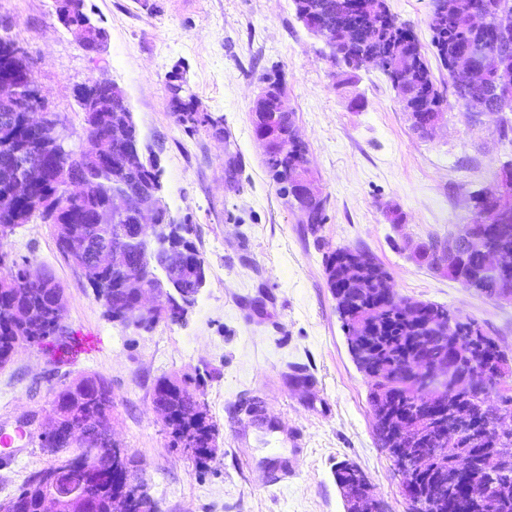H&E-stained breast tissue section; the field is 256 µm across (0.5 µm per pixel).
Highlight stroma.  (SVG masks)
<instances>
[{"label": "stroma", "mask_w": 512, "mask_h": 512, "mask_svg": "<svg viewBox=\"0 0 512 512\" xmlns=\"http://www.w3.org/2000/svg\"><path fill=\"white\" fill-rule=\"evenodd\" d=\"M87 2L108 34L96 51L57 23L54 0H0V29L28 50L70 147L83 135L75 87L104 79L124 91L142 143L159 152L171 218L195 228L207 284L185 322L145 331L107 317L59 253L53 225L22 224L0 241L8 262L50 270L65 290L70 331L99 340L59 363L49 337L0 366V431L39 415L29 444L0 464V503L54 460L39 434L54 415L55 391L96 374L112 389L111 436L138 461L137 481L160 512H345L334 477L344 461L366 473L387 512H407L401 478L375 436L368 381L348 351L326 256L365 249L388 270L398 298L476 320L512 355V303L449 280L411 253L413 243L469 223L471 194L491 188L512 162L501 113L472 117L457 102L431 44V0H387L417 37L444 100V120L426 138L381 72L363 69L341 85L293 0ZM179 61L200 111L223 117V136L176 123L166 75ZM276 71L326 201L327 220L315 232L279 195L253 134L261 79ZM356 97L364 108L352 106ZM392 206L402 223L388 220ZM164 377L196 387L215 425L207 466L172 445L153 403Z\"/></svg>", "instance_id": "obj_1"}]
</instances>
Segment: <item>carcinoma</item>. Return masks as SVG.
<instances>
[{
  "label": "carcinoma",
  "instance_id": "1",
  "mask_svg": "<svg viewBox=\"0 0 512 512\" xmlns=\"http://www.w3.org/2000/svg\"><path fill=\"white\" fill-rule=\"evenodd\" d=\"M298 19L311 17L328 24L335 20L336 0H294ZM55 16L65 29L78 34L82 40L101 44L106 31L96 26L97 35L86 33L85 22L91 18L86 0L81 8L72 7V0H54ZM429 28L432 45L442 64L448 60L462 59L465 49L478 44L497 47V53L512 67V32L497 36L475 31L468 23L462 0H448V11L430 17ZM369 48L388 56L390 65L410 73V79L399 88L403 108L408 99L435 98L441 95L435 87L430 70L416 41H404L396 31L380 24L371 30ZM17 38L0 33V68L8 67L18 77L24 78L30 70L28 57L16 52ZM495 73L486 81L471 88L467 97H458L464 111L475 115L492 107ZM90 92L101 107L94 112H84L83 145L78 151L65 152V136L48 132L34 135L25 122L22 112L0 111V196L13 193L14 184L22 178L29 182L28 196L15 199L0 210V239L7 231L20 224L40 220L55 227L58 251L63 257L78 262L83 267L81 275L92 288L94 296L103 303L106 313L113 319L130 300V296L115 290V284L133 276L139 287L163 292L176 287L180 292L194 296L205 287V264L191 239L193 225L175 222L158 199L151 198L149 188L162 181L163 170L156 152L148 145L141 146L139 132L126 98L112 95L111 83L89 81ZM170 105L178 124L194 132L198 126H208L212 131L224 133L221 120L198 110L194 95L188 92L186 68L176 63L167 75ZM56 156L59 167L53 171L41 169L42 159ZM307 163L306 147L299 142L284 154L274 149L266 155L269 171L293 169ZM79 177L88 184L83 196L68 195L69 181ZM154 202L158 217L156 238L138 242L132 249L123 251L124 239L140 234L136 208L144 202ZM325 204L308 205L305 223L313 228L325 223ZM424 253L416 257L418 263L433 268L442 260L438 240L429 239L423 244ZM172 251L185 254L184 263L176 270L158 276L157 254ZM111 257L102 268L98 256ZM478 258L467 250L444 265V275L461 284L469 282L474 289L488 298L508 290L512 292V262L501 266L494 276L481 275ZM328 286L349 281V291L355 297L357 318L369 323L368 348L370 357L362 356L349 348L356 368L370 381L369 403L374 416V427L381 447L391 446L390 426L382 419V407L387 395L409 390L408 378L398 372L397 365L413 355L418 339L426 333L430 319L439 326L452 327L449 340L463 350L470 349L472 336L480 330L477 322L461 319L443 305L420 302L423 313L410 310H367L365 305L379 297L377 290L391 289L390 275L368 253L357 248H339L325 259ZM65 301L64 289L49 272L29 279L25 269L9 268L0 275V365L25 348L48 336L56 338L57 361L62 362L73 352L75 342L69 335L58 333L55 311L58 303ZM84 386L77 391L65 385L54 399L55 410L66 416L67 423L88 435L94 459L88 464L78 455L69 462L63 484L79 488V499L61 502L57 512H125L123 502L112 492V444L101 437V426L112 416V389L100 376L83 377ZM154 403L172 414L181 416L171 421L174 444L188 446L197 463L204 466L211 459L214 442V425L206 411L199 410L197 394L187 382L177 378H162L155 387ZM485 454L482 469L491 484L486 500L480 503H462L461 512H512V472L504 471L496 458L512 454L511 443H497L491 435L448 434V447L435 463L446 469L443 494L453 499L461 494L457 490L455 472L474 449ZM336 485L343 500L352 501L361 493V482L366 475L356 465L343 462L335 471ZM16 512H48L42 487L31 477L14 496Z\"/></svg>",
  "mask_w": 512,
  "mask_h": 512
}]
</instances>
